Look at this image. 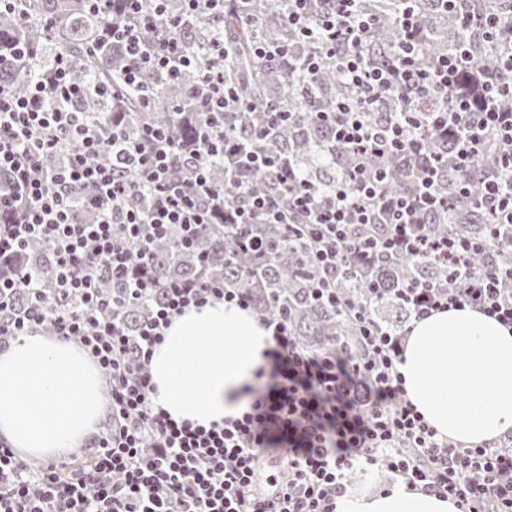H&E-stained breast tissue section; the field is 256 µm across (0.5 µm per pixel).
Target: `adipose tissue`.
Wrapping results in <instances>:
<instances>
[{
	"label": "adipose tissue",
	"instance_id": "ef3b65f1",
	"mask_svg": "<svg viewBox=\"0 0 512 512\" xmlns=\"http://www.w3.org/2000/svg\"><path fill=\"white\" fill-rule=\"evenodd\" d=\"M271 336L259 316L214 301L174 316L156 345L153 397L173 419L203 426L239 415L242 388ZM398 371L407 399L437 435L462 445L512 431V329L470 308L415 320ZM105 401L101 376L72 342L20 336L0 351V438L22 457L52 459L85 445ZM336 512H459L454 500L398 483L351 494Z\"/></svg>",
	"mask_w": 512,
	"mask_h": 512
}]
</instances>
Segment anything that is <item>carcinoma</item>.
<instances>
[{
	"label": "carcinoma",
	"instance_id": "obj_1",
	"mask_svg": "<svg viewBox=\"0 0 512 512\" xmlns=\"http://www.w3.org/2000/svg\"><path fill=\"white\" fill-rule=\"evenodd\" d=\"M484 12L500 14L508 33L501 44L492 48L475 34H465L451 15L439 12L432 0H421L424 38L422 59L429 62L448 51V47L468 38L473 61L465 78L466 90L478 93L483 76L494 72L498 52L512 48V0H472ZM249 15H242L229 3L220 15L199 9L186 13L184 0H168V15L181 20L183 51L193 58L196 67L185 70L170 82L162 81L153 72L143 75L138 88H123L117 98L102 92L105 85H121L125 68L122 53L97 42L98 30L112 21V16L90 15L83 0H18L15 10L0 15V84L22 95L54 72L57 59L67 57L73 63L72 81L84 92L65 105L71 112H80L106 134L112 133V108L123 112V130L136 137L146 126L160 127L177 142L196 144L207 114L194 95L199 82V68L210 63V47L220 39L226 41L229 57L224 62V84L252 104L250 108L224 113V129L234 143L253 150L279 155L309 178L329 184L348 171L353 162L350 152L336 144L333 127L321 114L336 111L344 100H356L355 92L340 77L336 66H324L314 81L299 85L289 79L288 62H272L253 53L251 41L284 45L296 55L313 52L297 33L281 21L284 0H251ZM403 8L398 0H362L360 9L377 17L375 27L366 41L367 51L375 59L385 56L397 41L396 15ZM149 107H144V96ZM290 114L287 121L273 119L272 111ZM424 148L419 153L390 154L384 158L369 156L365 166L383 168L387 179L382 189L387 193L410 194L415 191L422 167L434 155H451L448 137L433 129L421 131ZM72 145L61 144L43 157V172L64 167ZM207 166L211 182L225 187L229 198L252 193H277L278 181L265 170L247 172L236 185L225 179L224 163L217 159L195 157L190 164ZM496 158L489 152L478 162L470 178V192H480V174L491 170ZM435 192L452 197L454 175L444 170L434 185ZM67 195L77 219L91 218L83 205L84 190L68 189ZM151 196L144 190H133L123 205L138 211L149 208ZM288 229L280 224H211L191 248L181 246L172 237L153 247L152 273L164 282L198 280L207 276L224 282L246 295L263 312H274L288 318L293 336L304 348L319 351L333 343L354 345L355 328L345 312L323 303L313 282L323 275L312 259L315 244L302 218L288 215ZM486 219L471 208H456L445 220L436 219L427 225L434 235H452L482 239L486 235ZM262 239L263 253L255 257L240 248V240L249 234ZM478 268L512 266V227L496 241H490L474 259ZM350 269L336 272V287L357 303L367 306L370 317L391 329L402 328L408 320V306L401 291L409 283H439L452 286L448 270L432 261L412 256L382 258L366 264L355 256L349 258ZM53 259L48 249L26 250L15 262L14 269L40 275L43 287L51 288ZM378 289L373 295L369 289ZM162 300L158 290L146 303L128 306L122 323L135 332L151 306Z\"/></svg>",
	"mask_w": 512,
	"mask_h": 512
}]
</instances>
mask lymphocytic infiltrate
<instances>
[{
	"label": "lymphocytic infiltrate",
	"instance_id": "obj_1",
	"mask_svg": "<svg viewBox=\"0 0 512 512\" xmlns=\"http://www.w3.org/2000/svg\"><path fill=\"white\" fill-rule=\"evenodd\" d=\"M89 14L118 13L116 23L99 32L100 43L118 47L131 61L123 74L138 86L143 70L173 80L190 67L180 43V23L168 15L166 0H85ZM289 27L312 44L314 53L289 55L282 45L259 43L258 56L287 59L290 71L315 78L333 61L358 92L357 102L337 104L330 121L336 140L362 157L417 151L418 129L447 134L453 173H470L484 153L488 134L498 142L496 166L481 181L478 196L460 185L455 200L428 190L412 196L385 194L384 175L355 165L335 184L305 179L283 158L229 144L222 123L205 124L199 140L206 155L222 158L227 175L241 168L275 174L278 195L252 194L230 202L213 187L205 166L183 174L176 168L177 145L164 130L147 127L126 138L120 122L110 136L83 124L77 113L54 107V100L77 98L72 64L59 60L51 85L36 84L24 96L0 85V173L14 191L0 195V349L10 340L50 330L77 344L95 362L108 387L110 415L89 439L88 467L73 471L49 463L38 468L21 460L0 439V512H335L356 464H383L408 487L455 499L460 512H512V439L460 447L437 436L406 397L397 371L403 335L373 322L366 310L344 297L332 279L351 254L369 259L401 254L430 258L448 268L456 287L421 286L406 290L410 316L420 319L448 307H471L512 328V272L475 270L478 240L432 239L422 232L433 215L469 201L493 217L489 236L512 224V107L492 105L512 96V53L499 72L487 75L482 97L463 90L468 52L458 48L423 62L422 28L414 8L397 18V48L375 63L363 45L374 25L359 0H330L311 14L307 0H287ZM156 37L143 43L144 31ZM223 42H214V63L203 69L196 90L204 111L216 115L240 107L241 99L224 86ZM406 102L447 99L430 113L408 111L392 121L376 106L388 97ZM71 141L67 165L35 177L41 158L62 141ZM111 161H101L103 153ZM133 167L135 179L124 169ZM153 193L149 212L122 209L133 183ZM85 190L96 218L77 223L64 191ZM302 217L315 234L314 261L326 272L317 289L329 303L348 311L358 327L355 347L313 352L299 345L284 317L261 313L272 328L270 367L258 370L243 389L245 411L210 427L176 422L153 400L150 372L155 345L173 315L211 300L250 308L249 299L222 284L204 281L159 284L151 273L153 240L178 234L191 246L210 224H279V200ZM380 224L379 236L351 239L354 226ZM48 246L54 262L55 296L41 288L37 275L10 274L6 267L34 242ZM118 293L103 294V281ZM163 299L136 332L119 320L129 305ZM271 448L288 451L285 476H263L259 455Z\"/></svg>",
	"mask_w": 512,
	"mask_h": 512
}]
</instances>
